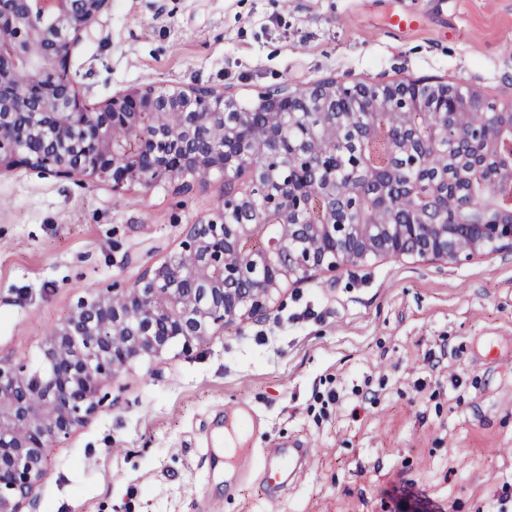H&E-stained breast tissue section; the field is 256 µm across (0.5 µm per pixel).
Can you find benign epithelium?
Instances as JSON below:
<instances>
[{
	"label": "benign epithelium",
	"instance_id": "7a95c632",
	"mask_svg": "<svg viewBox=\"0 0 512 512\" xmlns=\"http://www.w3.org/2000/svg\"><path fill=\"white\" fill-rule=\"evenodd\" d=\"M112 0H0V173L26 167L125 194L136 186L191 188L221 174L224 211L186 224L179 248L126 286L113 282L69 309L41 345L35 367L0 361V512L36 505L46 449L84 426L111 395L118 369L160 359L224 326L267 311L283 286L344 264L395 255L457 262L512 249V209L489 195L444 201L441 180L397 181L371 146L388 137L389 157L474 138L497 160L494 182L512 184V97L490 101L441 81L367 84L323 80L298 96L270 89L245 105L222 90L133 86L90 102L71 75L72 48L92 37ZM29 84L19 89L16 69ZM388 123L378 129L372 116ZM257 156L268 159L259 169ZM331 217L312 224V199ZM270 215L274 225L262 223ZM266 235L245 255L241 243Z\"/></svg>",
	"mask_w": 512,
	"mask_h": 512
}]
</instances>
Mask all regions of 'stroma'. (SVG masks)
I'll use <instances>...</instances> for the list:
<instances>
[{"label": "stroma", "mask_w": 512, "mask_h": 512, "mask_svg": "<svg viewBox=\"0 0 512 512\" xmlns=\"http://www.w3.org/2000/svg\"><path fill=\"white\" fill-rule=\"evenodd\" d=\"M71 72L98 101L143 85L242 103L325 78L433 77L512 96V0H112ZM219 174L115 198L0 174V359L35 365L72 303L133 283L221 211ZM112 405L47 450L36 512H512V253L370 258L285 288L260 321L121 370ZM258 430L224 467V412ZM275 448L301 479L267 484Z\"/></svg>", "instance_id": "stroma-1"}]
</instances>
